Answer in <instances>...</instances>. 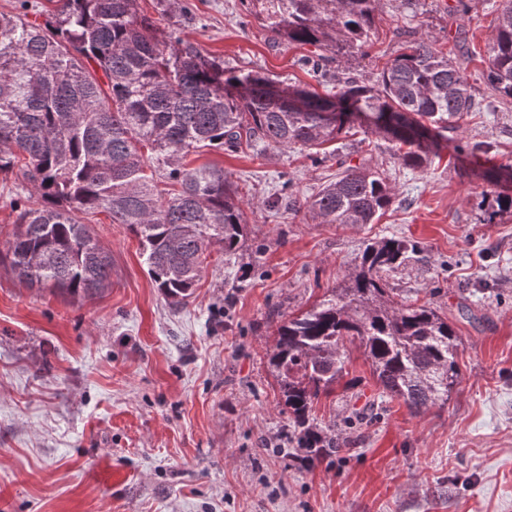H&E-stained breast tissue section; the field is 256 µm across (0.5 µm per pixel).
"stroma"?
Wrapping results in <instances>:
<instances>
[{
  "mask_svg": "<svg viewBox=\"0 0 512 512\" xmlns=\"http://www.w3.org/2000/svg\"><path fill=\"white\" fill-rule=\"evenodd\" d=\"M172 22L226 66L307 87L302 48L270 47L242 0H186ZM382 0L372 47L349 57L372 78L421 27L457 56L485 111L465 118L441 160L399 165L384 139L343 138L351 164L388 170L395 199L375 224H311L296 212L335 160L295 150L209 149L250 204L248 240L212 254L186 304L147 274L137 239L91 219L112 255V287L69 303L0 267V512H512V219L487 223L484 170L512 166V104L485 82L502 0ZM494 151L474 150L477 142ZM292 180V197L278 196ZM399 237L430 257L397 274L400 295L427 298L461 336L462 382L448 405L411 414L398 400L355 433L343 458L307 467L279 448L283 404L266 352L278 317L310 307L351 267L364 241Z\"/></svg>",
  "mask_w": 512,
  "mask_h": 512,
  "instance_id": "stroma-1",
  "label": "stroma"
}]
</instances>
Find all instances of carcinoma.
<instances>
[{"instance_id": "cac0c4a2", "label": "carcinoma", "mask_w": 512, "mask_h": 512, "mask_svg": "<svg viewBox=\"0 0 512 512\" xmlns=\"http://www.w3.org/2000/svg\"><path fill=\"white\" fill-rule=\"evenodd\" d=\"M275 44L308 47L299 64L336 93L284 87L304 96L290 109L268 96L282 82L224 66L138 11V0H57L40 22L0 13V176L27 194L12 200L11 235L0 266L28 288L67 302L112 287V256L85 220L99 213L138 240L147 273L175 305L193 294L214 252L234 255L247 238L239 185L214 165L190 167L205 149L308 151L334 156L354 129L392 143L405 168L440 156L441 142L478 107L456 58L416 28L400 29V53L374 80L342 64L368 55L380 0H249ZM512 100V0H504L489 43L485 75ZM336 180L298 204L315 224H371L393 203L389 175L337 158ZM176 187L164 196L158 183ZM491 214L512 217V194L496 192ZM420 246L382 237L309 309L276 325L268 363L288 409V443L310 464L349 451L351 433L313 416L321 396L348 378L346 343L359 342L371 378L413 415L444 406L461 379L460 336L433 302L411 300L390 279L421 259Z\"/></svg>"}]
</instances>
